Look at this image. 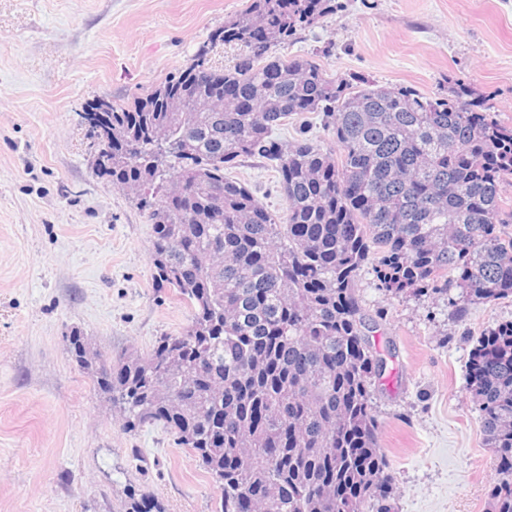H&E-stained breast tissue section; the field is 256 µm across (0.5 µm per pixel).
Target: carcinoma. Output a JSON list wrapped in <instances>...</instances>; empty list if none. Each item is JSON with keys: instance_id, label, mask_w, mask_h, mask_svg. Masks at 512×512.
<instances>
[{"instance_id": "carcinoma-1", "label": "carcinoma", "mask_w": 512, "mask_h": 512, "mask_svg": "<svg viewBox=\"0 0 512 512\" xmlns=\"http://www.w3.org/2000/svg\"><path fill=\"white\" fill-rule=\"evenodd\" d=\"M336 10L333 0H249L192 63L127 105L86 113L95 171L136 190L154 226L158 286L192 310L178 335L117 359L98 383L125 424L161 421L219 484L222 512H389V479L370 402L385 371L357 294L373 261L383 290L460 289L453 314L512 295V126L457 93L331 78L312 56L270 47ZM239 49L223 64L224 47ZM224 95L222 112H169L174 95ZM321 115L324 146L273 137ZM272 163L282 217L225 170ZM186 193L171 200L164 183ZM71 353L96 375L102 353ZM499 480L491 512H512V321L482 337L468 365Z\"/></svg>"}]
</instances>
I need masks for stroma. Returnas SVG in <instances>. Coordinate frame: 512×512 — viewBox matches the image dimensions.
Segmentation results:
<instances>
[{"label":"stroma","instance_id":"stroma-1","mask_svg":"<svg viewBox=\"0 0 512 512\" xmlns=\"http://www.w3.org/2000/svg\"><path fill=\"white\" fill-rule=\"evenodd\" d=\"M247 0H0V512H218L221 493L162 424L127 429L70 353L72 334L146 353L192 312L153 281V229L134 198L94 173L83 113L187 67ZM270 56L316 55L328 76L448 97L466 88L512 125V0H336ZM275 215L269 164L229 169ZM386 368L372 381L390 512H488L498 475L468 361L512 321V296L452 315L458 289L424 296L357 281Z\"/></svg>","mask_w":512,"mask_h":512}]
</instances>
